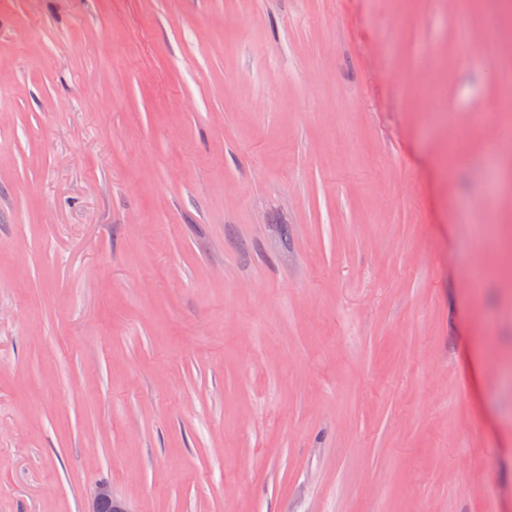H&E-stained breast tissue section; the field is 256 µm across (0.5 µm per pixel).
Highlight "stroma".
<instances>
[{
  "label": "stroma",
  "instance_id": "stroma-1",
  "mask_svg": "<svg viewBox=\"0 0 512 512\" xmlns=\"http://www.w3.org/2000/svg\"><path fill=\"white\" fill-rule=\"evenodd\" d=\"M470 3L0 0V512H512ZM125 512L120 503L112 496V489L106 483H100L97 487L90 509L86 512Z\"/></svg>",
  "mask_w": 512,
  "mask_h": 512
}]
</instances>
